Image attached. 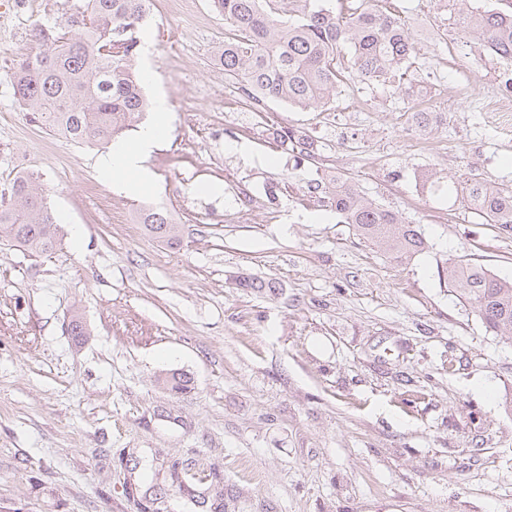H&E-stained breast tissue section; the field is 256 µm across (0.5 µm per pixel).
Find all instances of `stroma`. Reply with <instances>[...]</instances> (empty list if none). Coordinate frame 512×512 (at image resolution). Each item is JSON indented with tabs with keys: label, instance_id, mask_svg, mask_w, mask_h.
I'll return each mask as SVG.
<instances>
[{
	"label": "stroma",
	"instance_id": "stroma-1",
	"mask_svg": "<svg viewBox=\"0 0 512 512\" xmlns=\"http://www.w3.org/2000/svg\"><path fill=\"white\" fill-rule=\"evenodd\" d=\"M11 3L0 194L37 177L61 242L47 255L0 243V512H138L124 483L154 494L173 459L223 474L224 512H512V340L486 332L445 274L469 258L512 280V233L419 178L512 184V62L437 0H389L417 43L412 82L352 77L321 107L255 112L224 76L210 0L185 15L152 0L137 65L169 123L131 193L96 169L98 147L14 97V65L45 49L35 29L74 0ZM421 109L438 122L418 128ZM273 124L307 132L314 159L274 142ZM336 174L419 225L428 250L386 255L305 196ZM146 205L183 225L179 249L135 223ZM172 372L188 390L163 385ZM423 185L428 189L429 192L439 196H447L451 199L454 193L457 195L456 182L448 179L444 180V177L438 176L437 172L433 170H427L423 173Z\"/></svg>",
	"mask_w": 512,
	"mask_h": 512
}]
</instances>
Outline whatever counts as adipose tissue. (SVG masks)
Wrapping results in <instances>:
<instances>
[{
    "mask_svg": "<svg viewBox=\"0 0 512 512\" xmlns=\"http://www.w3.org/2000/svg\"><path fill=\"white\" fill-rule=\"evenodd\" d=\"M155 110L158 114L157 122L141 132L137 144L115 142L98 160L102 172L110 174L113 180L132 192L140 191L145 186L139 173V164L142 157L155 146L165 128L164 118L168 112L166 100L157 99Z\"/></svg>",
    "mask_w": 512,
    "mask_h": 512,
    "instance_id": "obj_1",
    "label": "adipose tissue"
}]
</instances>
